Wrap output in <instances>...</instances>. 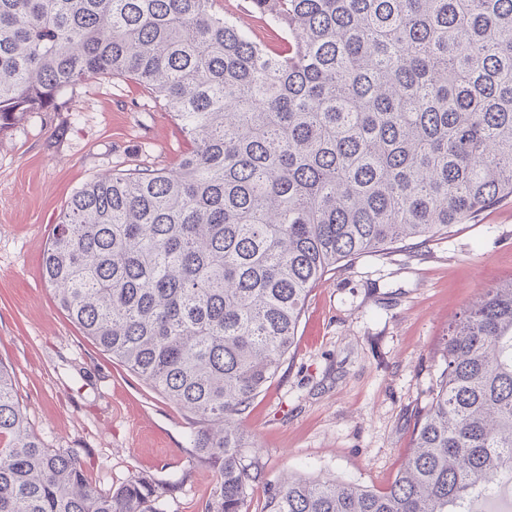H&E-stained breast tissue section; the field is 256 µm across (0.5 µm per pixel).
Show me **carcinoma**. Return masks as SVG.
Listing matches in <instances>:
<instances>
[{"instance_id":"1","label":"carcinoma","mask_w":512,"mask_h":512,"mask_svg":"<svg viewBox=\"0 0 512 512\" xmlns=\"http://www.w3.org/2000/svg\"><path fill=\"white\" fill-rule=\"evenodd\" d=\"M274 48L214 0H0V135L78 83L137 80L180 121L171 170L74 192L45 251L59 307L194 419L219 475L205 512H249L261 458L238 416L338 263L425 243L512 196V0H248ZM384 491L289 474L263 512H472L512 473V281L452 326ZM178 482L108 491L32 430L0 362V512H161Z\"/></svg>"}]
</instances>
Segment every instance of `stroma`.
<instances>
[{"instance_id": "35a3bbf8", "label": "stroma", "mask_w": 512, "mask_h": 512, "mask_svg": "<svg viewBox=\"0 0 512 512\" xmlns=\"http://www.w3.org/2000/svg\"><path fill=\"white\" fill-rule=\"evenodd\" d=\"M188 148L163 101L132 79L78 85L68 112H32L0 137V362L49 446L82 448L93 485L147 474L184 483L164 512H204L217 475L189 446L190 419L102 351L57 305L43 254L73 193L114 172L175 168ZM512 277V197L447 237L342 264L310 289L295 343L239 423L268 485L301 472L375 490L411 448L443 364L448 326Z\"/></svg>"}]
</instances>
